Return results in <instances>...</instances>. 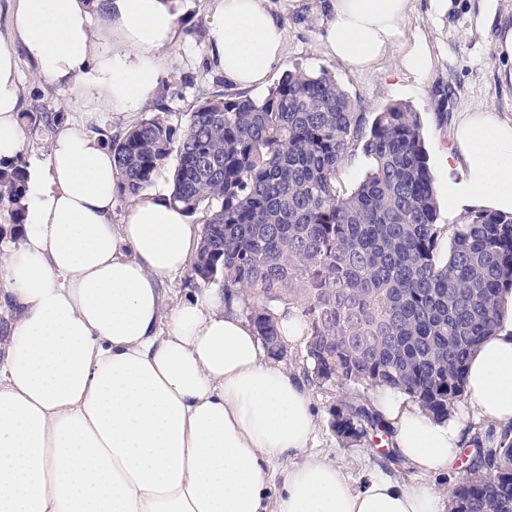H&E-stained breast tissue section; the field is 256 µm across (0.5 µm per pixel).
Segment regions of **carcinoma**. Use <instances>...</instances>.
<instances>
[{"instance_id": "obj_1", "label": "carcinoma", "mask_w": 512, "mask_h": 512, "mask_svg": "<svg viewBox=\"0 0 512 512\" xmlns=\"http://www.w3.org/2000/svg\"><path fill=\"white\" fill-rule=\"evenodd\" d=\"M32 134L54 133L59 112L22 114ZM116 194L134 199L169 160L172 201L205 211L192 259L197 279L244 296V312L282 359L275 309L299 311L303 371L318 384L386 387L446 419L465 395L472 351L501 324L512 292V213L474 210L439 223L420 117L387 104L366 120L327 71H288L260 99L200 101L185 124L160 113L106 136ZM371 167L348 192L337 176L355 152ZM20 160L0 161V205L25 224ZM449 239L446 257L439 245ZM331 427L352 442L385 431L368 403L348 396ZM450 512H512V428L474 438Z\"/></svg>"}]
</instances>
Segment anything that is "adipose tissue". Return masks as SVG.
I'll return each instance as SVG.
<instances>
[{"instance_id":"obj_1","label":"adipose tissue","mask_w":512,"mask_h":512,"mask_svg":"<svg viewBox=\"0 0 512 512\" xmlns=\"http://www.w3.org/2000/svg\"><path fill=\"white\" fill-rule=\"evenodd\" d=\"M412 0H329L324 47L357 73L394 47L425 75V36L406 37ZM95 35L85 0H20L11 37L36 75L79 80L112 106L134 110L157 86L158 50L176 41L168 0H110ZM209 51L226 80L264 83L285 31L267 0H220ZM12 52L0 44V159L22 150ZM466 110L455 143L467 179L449 190L473 208L512 212V119ZM112 154L66 129L28 172L21 241L0 251V512H446L436 484L464 442L438 420L379 389L374 407L390 448L422 476L384 473L353 487L313 453L309 389L265 349L241 298L209 288L166 307L163 284L199 242L182 209L157 191L112 221ZM473 414L512 426V294L502 323L468 360ZM279 477H272V470Z\"/></svg>"}]
</instances>
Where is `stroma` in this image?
I'll use <instances>...</instances> for the list:
<instances>
[{
  "mask_svg": "<svg viewBox=\"0 0 512 512\" xmlns=\"http://www.w3.org/2000/svg\"><path fill=\"white\" fill-rule=\"evenodd\" d=\"M170 4L176 14L179 38L157 52V88L139 109L126 112L95 102L79 81L42 80L35 75L22 46L15 42L11 49L18 65L20 111H29L33 104L40 103L48 111L63 113L64 128L118 137L134 123L159 111L166 112L171 123H182L204 98L221 95L234 99L245 95L258 99L286 71L323 69L344 87L357 111L370 116L386 104L400 101L419 113L436 181L440 221L462 222L468 206L462 200L449 201L448 186L464 180V163L459 159L450 164L444 161L454 148V130L462 112L467 107L486 104L496 106L501 117L512 116V84L500 79L501 72L511 69L512 63L496 54L497 27L480 30L473 25L479 0H454L452 11L439 24L429 14V0H413L405 26L410 32L430 37L434 48V68L423 77L401 69L402 51L398 48L372 72L350 71L329 57L322 46L323 0H269V8L286 30L284 51L266 84L247 90L228 82L208 55L209 21L218 0H170ZM308 388L318 411L315 451L341 466L353 485H360L368 475L380 470L409 486L421 483L419 473L407 463L398 464L385 457L382 442L356 445L336 434L331 427V413L342 400L343 389L313 382Z\"/></svg>",
  "mask_w": 512,
  "mask_h": 512,
  "instance_id": "obj_1",
  "label": "stroma"
}]
</instances>
